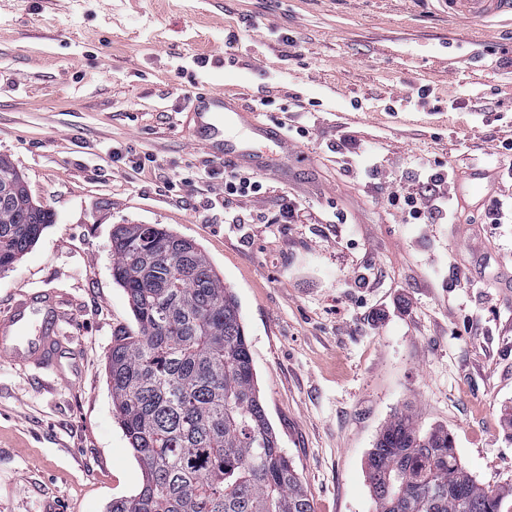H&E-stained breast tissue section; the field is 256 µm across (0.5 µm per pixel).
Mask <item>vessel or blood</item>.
Wrapping results in <instances>:
<instances>
[{"instance_id": "b4317fda", "label": "vessel or blood", "mask_w": 512, "mask_h": 512, "mask_svg": "<svg viewBox=\"0 0 512 512\" xmlns=\"http://www.w3.org/2000/svg\"><path fill=\"white\" fill-rule=\"evenodd\" d=\"M449 12L475 21L512 16V0H444ZM191 108L186 117L196 141L212 158L232 166L257 169L269 175L283 171L288 158V141L278 130L263 121L254 110L244 108L238 97L197 88L190 93ZM273 143L274 153L258 151L261 143ZM498 183L492 171L456 172L453 192L456 197L472 195L487 200ZM44 309L34 336L22 337L34 306ZM62 313L57 301L44 294H18L6 313L0 314V358L14 364L44 368L55 361L54 336Z\"/></svg>"}]
</instances>
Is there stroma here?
<instances>
[{"instance_id":"obj_1","label":"stroma","mask_w":512,"mask_h":512,"mask_svg":"<svg viewBox=\"0 0 512 512\" xmlns=\"http://www.w3.org/2000/svg\"><path fill=\"white\" fill-rule=\"evenodd\" d=\"M238 95L294 137L263 224H228L185 126L194 85ZM512 21L441 0H81L0 10V157L54 222L6 272L0 308L50 293L71 313L69 380L0 358V512H106L141 471L105 357L132 326L112 231L194 240L238 299L268 417L313 512H374L365 461L393 414L448 429L483 485L512 486V217L469 201L406 224L377 183L417 159L507 157ZM377 150L379 173L360 156ZM154 167L140 169L143 155ZM301 197L293 224L283 197Z\"/></svg>"}]
</instances>
